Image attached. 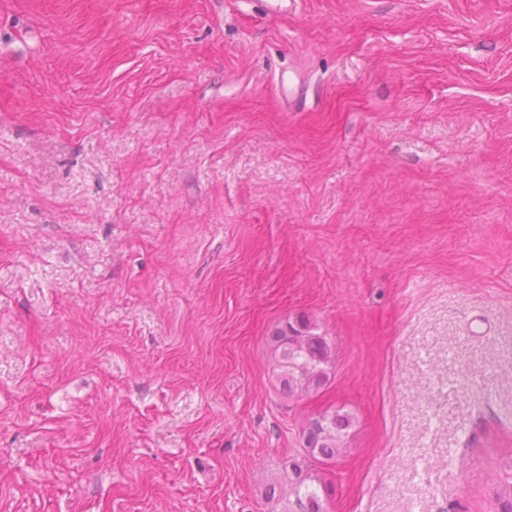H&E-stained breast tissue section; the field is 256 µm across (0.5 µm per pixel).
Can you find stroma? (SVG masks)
<instances>
[{
    "label": "stroma",
    "instance_id": "35a3bbf8",
    "mask_svg": "<svg viewBox=\"0 0 512 512\" xmlns=\"http://www.w3.org/2000/svg\"><path fill=\"white\" fill-rule=\"evenodd\" d=\"M337 408L326 512H497L512 0H0V512H281ZM272 373L281 394L301 398L320 392L334 375L331 344L307 316L276 325L268 336ZM354 417L343 409L325 411L309 419L302 430L306 452L325 464H336L350 451Z\"/></svg>",
    "mask_w": 512,
    "mask_h": 512
}]
</instances>
